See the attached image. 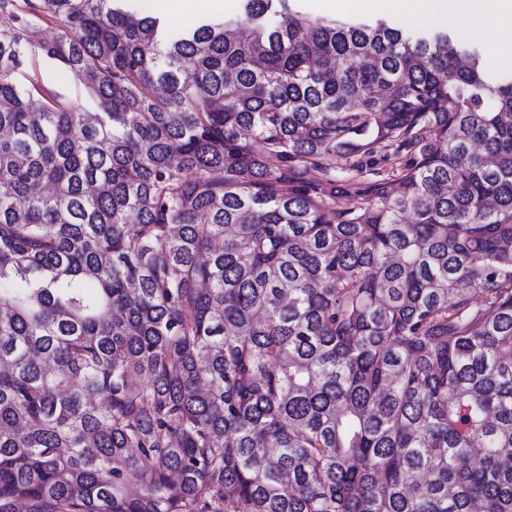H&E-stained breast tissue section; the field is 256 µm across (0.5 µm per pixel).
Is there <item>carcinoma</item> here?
<instances>
[{
	"label": "carcinoma",
	"mask_w": 512,
	"mask_h": 512,
	"mask_svg": "<svg viewBox=\"0 0 512 512\" xmlns=\"http://www.w3.org/2000/svg\"><path fill=\"white\" fill-rule=\"evenodd\" d=\"M23 2L0 0V512H512V73L288 0L180 32ZM33 51L97 111L22 87Z\"/></svg>",
	"instance_id": "cac0c4a2"
}]
</instances>
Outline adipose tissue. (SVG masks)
<instances>
[{
  "instance_id": "adipose-tissue-1",
  "label": "adipose tissue",
  "mask_w": 512,
  "mask_h": 512,
  "mask_svg": "<svg viewBox=\"0 0 512 512\" xmlns=\"http://www.w3.org/2000/svg\"><path fill=\"white\" fill-rule=\"evenodd\" d=\"M321 10L399 13L406 20L439 19L457 25L466 36L489 40L490 62L512 54V0H319Z\"/></svg>"
}]
</instances>
